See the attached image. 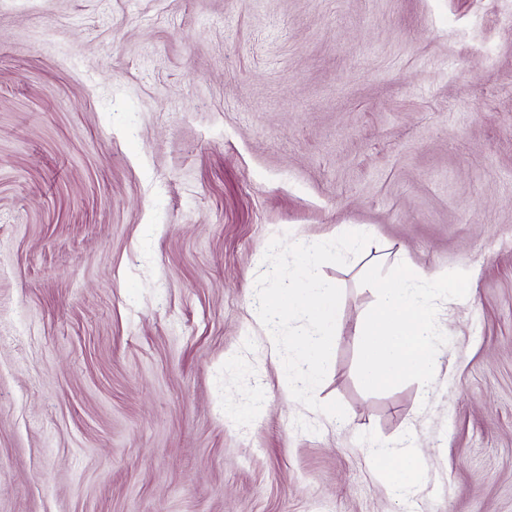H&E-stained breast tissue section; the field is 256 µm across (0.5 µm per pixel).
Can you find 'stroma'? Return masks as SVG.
Listing matches in <instances>:
<instances>
[{"label": "stroma", "mask_w": 512, "mask_h": 512, "mask_svg": "<svg viewBox=\"0 0 512 512\" xmlns=\"http://www.w3.org/2000/svg\"><path fill=\"white\" fill-rule=\"evenodd\" d=\"M340 227L472 276L369 393L366 262L322 265L342 420L256 304ZM0 512H512V0H0ZM380 470L389 469L397 474L396 482L391 485L400 488H413L422 480L421 467L416 457L410 454L397 455L383 448L376 453Z\"/></svg>", "instance_id": "35a3bbf8"}]
</instances>
